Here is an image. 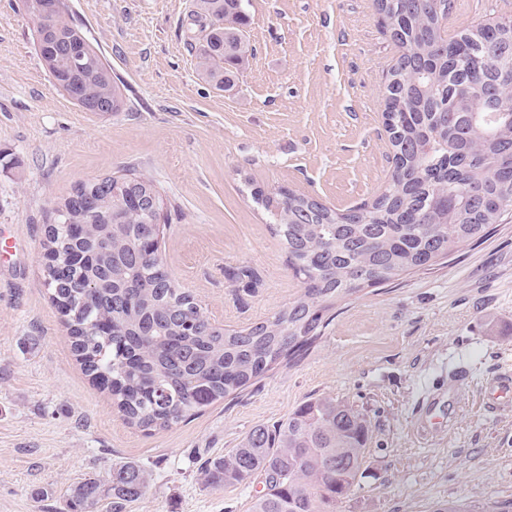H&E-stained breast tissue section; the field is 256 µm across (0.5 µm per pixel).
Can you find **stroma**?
<instances>
[{
    "mask_svg": "<svg viewBox=\"0 0 512 512\" xmlns=\"http://www.w3.org/2000/svg\"><path fill=\"white\" fill-rule=\"evenodd\" d=\"M112 67L120 111L95 115L53 87L21 0H0V512H60L85 478L135 461L151 473L125 512H251L259 483L206 486L210 457L329 395L364 413V476L339 512H488L512 501V409L483 384L512 365V213L482 242L336 310L316 344L243 394L172 428L128 426L77 363L43 282L41 241L78 183L133 171L168 209L160 251L211 321L243 329L288 305L300 281L250 185L336 210L391 177L385 79L400 52L377 0H251L248 65L228 92L200 79L192 0H68ZM512 16V0H451L449 33ZM253 269V288L229 282ZM472 378L456 390L459 368ZM429 379V391L420 388Z\"/></svg>",
    "mask_w": 512,
    "mask_h": 512,
    "instance_id": "obj_1",
    "label": "stroma"
}]
</instances>
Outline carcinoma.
Returning a JSON list of instances; mask_svg holds the SVG:
<instances>
[{"label":"carcinoma","instance_id":"cac0c4a2","mask_svg":"<svg viewBox=\"0 0 512 512\" xmlns=\"http://www.w3.org/2000/svg\"><path fill=\"white\" fill-rule=\"evenodd\" d=\"M378 0L396 23L400 55L385 86L394 148L389 185L345 212L285 190L251 189L284 242L301 293L241 330L213 322L176 283L159 251L167 223L154 181L124 173L82 182L56 203L42 241L44 279L85 372L109 381L127 424L165 430L234 396L304 355L336 304L393 283L486 237L512 207V17L448 37L450 0ZM250 0H193L198 75L235 87L252 55ZM55 88L105 115L123 100L112 68L74 24L66 0H22ZM495 106L479 110L487 94ZM371 439L368 420L334 397L301 403L274 429H253L227 456L201 466L205 484L262 490L252 512H336L359 485ZM149 472L132 461L102 483L74 486L65 512H112L142 496Z\"/></svg>","mask_w":512,"mask_h":512}]
</instances>
